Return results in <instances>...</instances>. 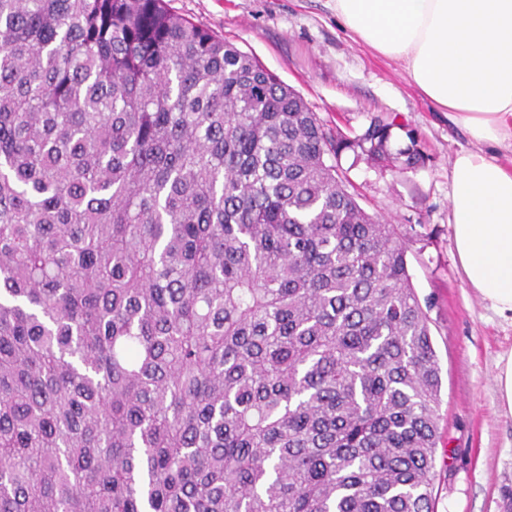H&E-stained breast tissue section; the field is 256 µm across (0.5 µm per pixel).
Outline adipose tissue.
<instances>
[{
	"mask_svg": "<svg viewBox=\"0 0 512 512\" xmlns=\"http://www.w3.org/2000/svg\"><path fill=\"white\" fill-rule=\"evenodd\" d=\"M356 41L400 63L461 126L450 222L464 280L512 319V169L492 148L512 140V0H330Z\"/></svg>",
	"mask_w": 512,
	"mask_h": 512,
	"instance_id": "adipose-tissue-1",
	"label": "adipose tissue"
}]
</instances>
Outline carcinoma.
I'll list each match as a JSON object with an SVG mask.
<instances>
[{"label":"carcinoma","mask_w":512,"mask_h":512,"mask_svg":"<svg viewBox=\"0 0 512 512\" xmlns=\"http://www.w3.org/2000/svg\"><path fill=\"white\" fill-rule=\"evenodd\" d=\"M165 0H0V512H431L405 240Z\"/></svg>","instance_id":"carcinoma-1"}]
</instances>
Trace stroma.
<instances>
[{
    "label": "stroma",
    "mask_w": 512,
    "mask_h": 512,
    "mask_svg": "<svg viewBox=\"0 0 512 512\" xmlns=\"http://www.w3.org/2000/svg\"><path fill=\"white\" fill-rule=\"evenodd\" d=\"M192 22L235 44L298 92L325 129L349 138L372 120L395 122L390 159L342 154L338 173L359 204L406 231V260L430 318L441 367L440 438L433 512H512V416L498 408L496 364L512 352V321L464 282L450 220V168L467 145L404 70L354 40L328 0H167ZM413 130L421 160L396 154Z\"/></svg>",
    "instance_id": "obj_1"
}]
</instances>
